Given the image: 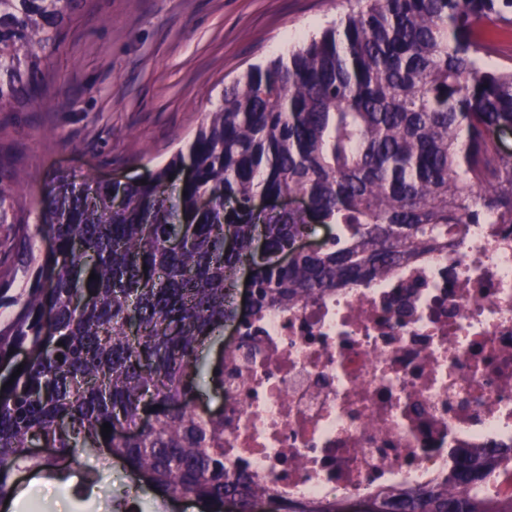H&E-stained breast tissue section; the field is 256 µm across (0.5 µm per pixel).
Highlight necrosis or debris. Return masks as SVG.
<instances>
[{
	"mask_svg": "<svg viewBox=\"0 0 512 512\" xmlns=\"http://www.w3.org/2000/svg\"><path fill=\"white\" fill-rule=\"evenodd\" d=\"M224 362V465L283 503L357 504L512 444V224L253 320Z\"/></svg>",
	"mask_w": 512,
	"mask_h": 512,
	"instance_id": "1",
	"label": "necrosis or debris"
}]
</instances>
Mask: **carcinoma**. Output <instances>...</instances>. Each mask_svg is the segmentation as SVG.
I'll return each instance as SVG.
<instances>
[{
    "label": "carcinoma",
    "mask_w": 512,
    "mask_h": 512,
    "mask_svg": "<svg viewBox=\"0 0 512 512\" xmlns=\"http://www.w3.org/2000/svg\"><path fill=\"white\" fill-rule=\"evenodd\" d=\"M84 2L0 0L1 115L54 107L50 54ZM494 21L512 25V0H352L342 29L226 87L150 179L58 177L38 201L44 255L19 205L28 177L0 161V224L14 225L15 271L30 282L16 297L0 282V308L18 307L0 320V501L20 494L21 470L67 479L68 467L26 453L42 441L119 462L163 500L188 495L207 512L228 498L237 512H347L336 501L287 507L224 470V414L189 402L201 381L220 397L235 351H200L228 321L246 327L449 249L465 224H512V160L492 137L512 130V67L485 64ZM187 161L192 176L169 180ZM286 193L306 209L254 207ZM317 224L336 233L281 263ZM511 465L494 449L463 455L445 483L362 512H512V498L471 496Z\"/></svg>",
    "instance_id": "carcinoma-1"
}]
</instances>
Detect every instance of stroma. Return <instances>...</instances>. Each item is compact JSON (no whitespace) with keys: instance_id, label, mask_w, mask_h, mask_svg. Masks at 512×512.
<instances>
[{"instance_id":"35a3bbf8","label":"stroma","mask_w":512,"mask_h":512,"mask_svg":"<svg viewBox=\"0 0 512 512\" xmlns=\"http://www.w3.org/2000/svg\"><path fill=\"white\" fill-rule=\"evenodd\" d=\"M348 0H87L51 56L50 111L0 115V157L51 178L142 179L191 141L251 67L287 56L339 22ZM93 461L66 481L34 477L29 512H199L161 504L113 464L85 489Z\"/></svg>"}]
</instances>
